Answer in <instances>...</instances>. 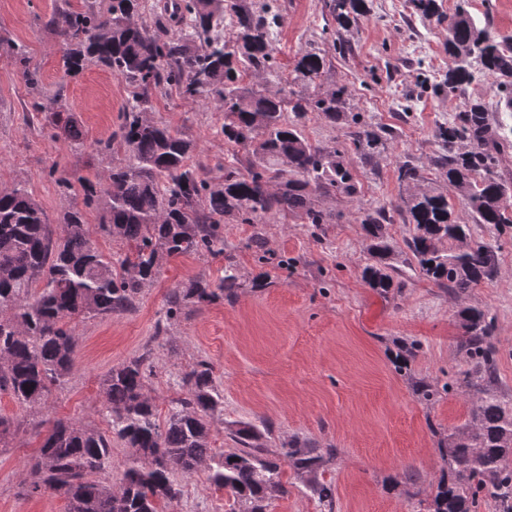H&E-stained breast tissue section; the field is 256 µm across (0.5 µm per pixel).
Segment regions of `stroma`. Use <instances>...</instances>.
Masks as SVG:
<instances>
[{
	"label": "stroma",
	"mask_w": 512,
	"mask_h": 512,
	"mask_svg": "<svg viewBox=\"0 0 512 512\" xmlns=\"http://www.w3.org/2000/svg\"><path fill=\"white\" fill-rule=\"evenodd\" d=\"M88 3L104 9L109 0H0V190L25 186L57 235L65 210L82 206L84 183H98L107 168L110 158L101 145L117 130L130 94L104 66L87 65L75 76L65 72L57 29L65 14ZM326 3L277 0L276 59L285 75L309 44L327 49L323 76L301 86V93L344 85L349 110L369 113L374 131L386 132L381 153L359 172V197L331 188L316 194V206L332 215L320 229L293 214L263 224L225 221L222 256L168 259L134 311L75 319L74 367L53 387L44 409L26 411L0 395V414L18 424L0 446V512H66L62 499L22 493L43 422L56 417L104 428L105 375L146 351L153 366L146 391L162 415L181 394L186 371L202 359L214 365L224 393V409L211 419L214 447L232 450L230 433L240 423L267 419L272 427L262 445L269 452L294 438L337 449L327 473L336 487L335 512H424L440 465L437 443L467 420L476 397L457 384L469 367L457 319L461 307H481L494 317L497 383L512 396V226L489 230L455 204L457 221L469 225L472 237L497 246V272L462 297L435 285L407 247L414 233L406 211L409 190L394 164L405 153L429 167L439 124L473 101L492 102L493 84L480 76L451 97L422 91V75L448 70L446 25L414 14L403 0H366V14L325 39L321 29L332 21ZM336 42L342 51L333 50ZM15 45L26 48V64L15 60ZM29 69L38 75L37 87L26 79ZM150 100V120L193 142V166L209 171L233 156L246 162V150L225 143L220 133L219 99L195 100L172 85L152 90ZM38 104L71 113L81 140L30 122ZM60 175L72 180L71 192L59 187ZM378 207L392 219L386 237L394 275L404 284L398 294H379L361 277L369 255L360 215ZM229 262L243 284L237 298L187 305L156 336L171 289L194 276L217 279ZM411 343L415 357L408 370L396 372L393 354ZM422 378L437 383L434 400L414 394L413 383ZM407 468L418 473L417 483L387 490L386 478ZM180 483L183 496L168 512H229L227 495L211 485L206 470Z\"/></svg>",
	"instance_id": "35a3bbf8"
}]
</instances>
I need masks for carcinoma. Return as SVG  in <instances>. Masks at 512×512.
Segmentation results:
<instances>
[{
    "mask_svg": "<svg viewBox=\"0 0 512 512\" xmlns=\"http://www.w3.org/2000/svg\"><path fill=\"white\" fill-rule=\"evenodd\" d=\"M458 0L448 16V72L439 87L453 96L476 75L495 80L496 108L512 112V46L479 26ZM140 0H112L106 10L89 7L71 12L58 29L65 71H82L100 63L137 89L124 107L121 124L105 148L123 154L107 167L100 190L87 191L84 205L103 210L99 232L133 244L132 255L114 269L112 256L91 238L83 213L68 210L64 235L54 238L47 216L21 186L0 191V394L10 395L25 409L44 406L51 389L71 372L77 338L69 323L79 317L120 315L132 310L158 277L161 261L187 254L224 253V219L257 224L281 213L297 214L316 227L331 216L316 208L313 194L333 188L355 198L361 182L345 151L312 144L302 120L316 112L351 128L350 137L362 166L371 164L380 137L361 113L346 111V88L334 85L303 96L282 84H308L326 68V50L302 53L288 79L278 75L273 41L278 14L269 3L259 9L241 5L234 11L235 35L214 34L224 23L225 0H180L172 16L189 20L190 31L177 37L130 20L140 14ZM331 16L347 27L366 10L363 0H328ZM254 74L264 82L242 85ZM176 85L201 100L218 97L224 107V141L251 151L248 167L238 158L216 166L218 175L204 178L188 163L193 143L166 125L145 118L149 91ZM293 119H288V114ZM54 129L72 140L80 130L70 115L54 112ZM437 139L444 152L431 160L432 169L453 189L457 199L489 229L512 224V208L499 196L512 188L497 172L499 156L512 144L496 140L487 106L472 103L457 120L440 126ZM399 181L427 180L424 169L408 156L396 162ZM415 234L409 242L419 271L438 286L462 296L495 275L497 255L485 242L465 244L470 228L454 217L448 195L423 191L407 204ZM383 209L362 212L373 263L362 277L383 295L399 291L385 236ZM240 288L234 265L212 282L193 277L173 288L156 333L176 319L188 303L205 306L223 298L232 301ZM462 346L471 366L463 382L478 397L467 421L438 442L440 467L432 484L427 512H477L482 499L512 507V398L496 385L491 344L492 318L477 307L458 311ZM150 353L112 368L102 383L107 429L76 426L64 419L48 420L41 446L29 466L24 490L67 502V512H165L179 501L182 486L176 475L206 465L213 486L233 499L231 512H269L272 501L287 492L281 480L288 467L305 482L318 503L333 512L335 487L324 475L336 449L316 448L298 438L277 455L262 448L268 423L236 429L237 448L215 451L208 418L224 407L214 367L198 361L182 377L184 391L168 404L160 426L154 399L145 392L152 369ZM126 448L119 485H104L97 476L112 469V440Z\"/></svg>",
    "mask_w": 512,
    "mask_h": 512,
    "instance_id": "carcinoma-1",
    "label": "carcinoma"
}]
</instances>
